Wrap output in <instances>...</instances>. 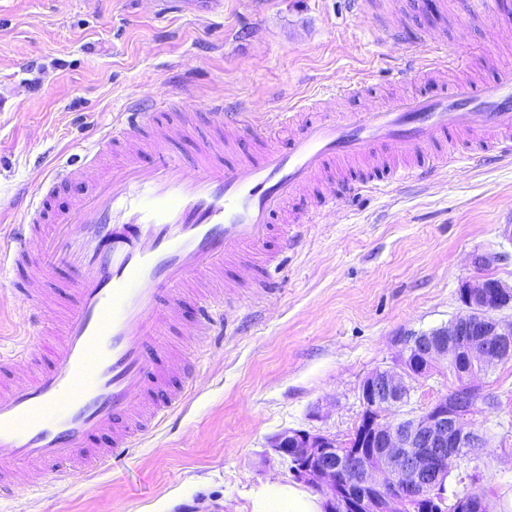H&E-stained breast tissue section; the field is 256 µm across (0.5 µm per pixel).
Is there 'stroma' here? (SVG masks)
<instances>
[{"instance_id":"stroma-1","label":"stroma","mask_w":512,"mask_h":512,"mask_svg":"<svg viewBox=\"0 0 512 512\" xmlns=\"http://www.w3.org/2000/svg\"><path fill=\"white\" fill-rule=\"evenodd\" d=\"M203 0L159 20L152 0H0V235L17 223L19 192L44 165L93 150L128 98L220 96L254 112L292 107L348 78L369 95L347 112L433 84L401 85L402 46L383 41L348 0ZM449 81L512 68V18L466 21L447 0ZM512 155L488 151L430 179L362 193L302 227L275 288L226 308L181 414L132 455L70 486L0 496V512H248L247 495L290 481L268 446L284 429L346 440L362 413L364 377L393 366L404 339L448 325L477 276L512 283ZM492 257L487 266L480 256ZM480 384L494 407L468 422L485 448L452 465L450 485L504 512L512 498V361Z\"/></svg>"}]
</instances>
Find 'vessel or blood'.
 <instances>
[{"label": "vessel or blood", "instance_id": "1", "mask_svg": "<svg viewBox=\"0 0 512 512\" xmlns=\"http://www.w3.org/2000/svg\"><path fill=\"white\" fill-rule=\"evenodd\" d=\"M380 35L401 40L409 55L397 81L440 79L446 57L432 54L441 35L397 24L380 0H352ZM469 18L492 22L512 0H462ZM350 80L307 99L297 111L225 118L223 100L187 111L184 99L151 111L128 104L115 113L97 155L117 151L111 168L90 182L66 213L51 210L53 192L84 176L86 161L48 165L20 220L0 241V271L23 295L29 319L11 358L0 362V493L68 479L72 470L126 459L183 409L196 358L224 324L225 306L274 286L282 261L266 244L280 228L284 250L297 227L360 191L400 183L453 164L434 154L438 140L466 151L512 153V69L488 82L438 87L360 112H341V98L366 94ZM293 134L280 145L268 125ZM198 153L174 151L198 136ZM319 194L317 211L289 210L290 200ZM250 271L228 281L226 266ZM66 274L65 303L52 284ZM196 304L181 325L179 304ZM181 326L182 345L167 342Z\"/></svg>", "mask_w": 512, "mask_h": 512}]
</instances>
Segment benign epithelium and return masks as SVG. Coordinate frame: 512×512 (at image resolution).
Returning <instances> with one entry per match:
<instances>
[{
	"instance_id": "7a95c632",
	"label": "benign epithelium",
	"mask_w": 512,
	"mask_h": 512,
	"mask_svg": "<svg viewBox=\"0 0 512 512\" xmlns=\"http://www.w3.org/2000/svg\"><path fill=\"white\" fill-rule=\"evenodd\" d=\"M460 294L466 319L410 335L393 366L363 379V412L346 441L295 429L271 440L293 478L323 495L324 512L447 510L434 494L435 476L485 446V436L467 423L482 399L478 375L512 357V320L498 316L512 306V286L484 276L465 282ZM442 371L459 384L421 412L402 414L413 383ZM454 510L485 512V498L463 494Z\"/></svg>"
}]
</instances>
